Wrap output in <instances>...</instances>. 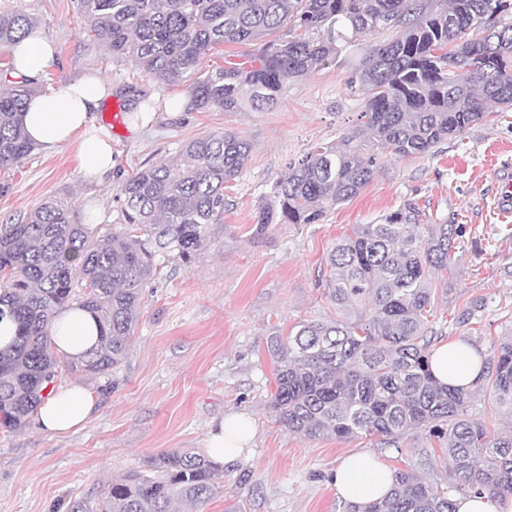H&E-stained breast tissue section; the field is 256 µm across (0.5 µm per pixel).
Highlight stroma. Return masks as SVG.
<instances>
[{
    "instance_id": "obj_1",
    "label": "stroma",
    "mask_w": 512,
    "mask_h": 512,
    "mask_svg": "<svg viewBox=\"0 0 512 512\" xmlns=\"http://www.w3.org/2000/svg\"><path fill=\"white\" fill-rule=\"evenodd\" d=\"M13 10L35 18L58 50L46 82L60 86L97 73L111 85L95 118L112 135L115 174L108 185L90 183L77 168L74 147L34 149L0 170V220L54 197L71 206L78 224L86 207L98 203L106 228L121 221L122 183L146 167L175 164L185 142L229 131L253 149L242 174L224 189V221L211 225L208 245L190 263L160 261L128 356L110 379L60 378V385L98 391L86 426L54 435L32 417L20 430L0 429V512H60L145 470L163 452L204 450L209 430L241 410L252 415L255 438L226 465L224 492L206 512L231 505L239 512H339L330 477L343 457L358 452L437 481L442 451L425 434L406 433L393 446L380 437L308 440L277 423L269 407L275 363L267 345L299 323L334 316L322 287L327 252L356 225L379 223L409 199L429 223L464 227L452 270L434 280L432 325L442 341H465L487 357L512 336V216L500 215L495 181L496 174L512 173V110L471 124L435 155L384 159L359 195L321 223L273 224L258 237L257 207L289 163L361 127L364 95L348 79L391 32L366 35L334 64L289 82L275 108L181 112L186 85L162 84L112 56L87 32L79 0H0V12ZM132 89L152 105L135 121L125 112Z\"/></svg>"
}]
</instances>
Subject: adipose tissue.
Returning a JSON list of instances; mask_svg holds the SVG:
<instances>
[{
	"instance_id": "adipose-tissue-1",
	"label": "adipose tissue",
	"mask_w": 512,
	"mask_h": 512,
	"mask_svg": "<svg viewBox=\"0 0 512 512\" xmlns=\"http://www.w3.org/2000/svg\"><path fill=\"white\" fill-rule=\"evenodd\" d=\"M54 61V44L41 30H32L10 46L14 78L41 81ZM110 91V85L97 76L81 77L61 87L45 86L29 100L23 114L30 141L45 150L75 145L81 174L99 183L106 181L112 175V139L97 126L94 114ZM98 340L97 323L80 306L70 305L57 314L52 341L59 353L78 358L95 348ZM431 370L442 384L470 390L481 373L482 358L465 342L446 343L435 348ZM94 406L95 393L86 385L49 387L44 391L37 420L45 431L67 433L80 428ZM254 435L248 412L230 413L219 430L211 433L205 452L218 463L234 462ZM332 481L344 500L368 503L391 490L394 474L380 459L359 453L341 461Z\"/></svg>"
}]
</instances>
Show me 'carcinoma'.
Segmentation results:
<instances>
[{
	"label": "carcinoma",
	"mask_w": 512,
	"mask_h": 512,
	"mask_svg": "<svg viewBox=\"0 0 512 512\" xmlns=\"http://www.w3.org/2000/svg\"><path fill=\"white\" fill-rule=\"evenodd\" d=\"M87 30L112 56L145 76L189 82L186 112L276 105L286 85L333 63L352 39L377 29L395 37L368 50L350 83L366 98L363 128L312 148L289 165L258 207L255 235L272 224H318L355 198L381 160L427 156L442 141L512 108V0H80ZM22 11L0 13V46L33 27ZM285 30L288 37L265 38ZM265 41L262 53L202 71L215 48ZM34 94L26 80L0 91V170L34 145L22 113ZM252 146L215 131L182 147L176 167L151 166L122 185V223L105 230L74 223L71 209L47 198L0 224V318L17 325L0 349V428H22L42 391L63 372L106 378L124 360L156 258L189 261L223 223L224 187ZM410 200L379 224H359L332 245L334 274L324 290L328 320L271 337L278 363L270 408L288 431L308 439L423 432L444 445L447 488L399 471L382 499L341 512H455L454 495L512 493V434H490L468 418L475 395L512 417V338L499 342L470 392L432 376L437 339L432 274L448 270L462 227L425 224ZM77 301L93 314L101 344L80 359L59 355L51 339L58 310ZM224 492V467L191 449L154 458L146 471L112 481L68 512H201Z\"/></svg>",
	"instance_id": "carcinoma-1"
}]
</instances>
